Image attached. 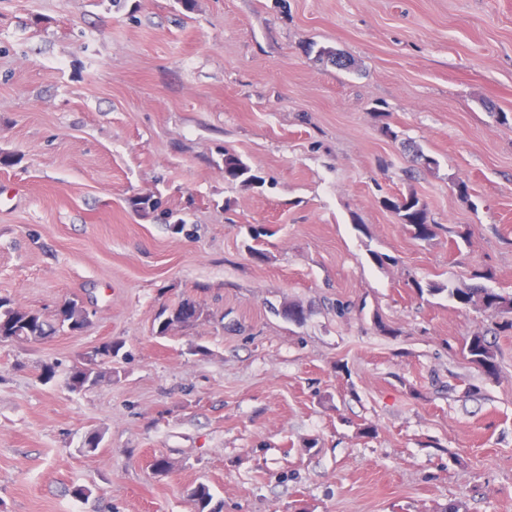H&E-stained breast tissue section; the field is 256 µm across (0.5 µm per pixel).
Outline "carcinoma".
<instances>
[{"label": "carcinoma", "instance_id": "obj_1", "mask_svg": "<svg viewBox=\"0 0 512 512\" xmlns=\"http://www.w3.org/2000/svg\"><path fill=\"white\" fill-rule=\"evenodd\" d=\"M224 178L227 181L249 183L257 180L251 168L238 156L230 153L224 154ZM384 207L398 217L411 237L422 242H429L437 236L439 225L430 218L426 204L414 193L406 196L385 198ZM268 231L265 225H253L250 228L252 245L249 246L251 254L257 258L263 255V237ZM492 278L488 270H475L471 273L474 283L464 287H452L436 282L422 283L414 278L410 287L422 293L424 291L448 292V299L462 307H474L489 312L501 319L499 331L507 333L512 331V296L495 291L481 284V281ZM273 314L288 321L301 324L305 320V310L295 303H284L279 307L271 306ZM85 309L74 302L59 308L54 314L53 322H48L42 314L17 308L11 300L0 297V341H30V337L39 336L46 339L62 329L65 324L73 328L83 326ZM202 315V310L196 301L185 299L176 307L166 310L159 315L155 334L160 337L167 336L173 327H182L195 323ZM463 352L470 362L481 368L487 376L499 373L500 365L495 352L485 336L474 333L467 337L463 343ZM70 386L78 389L89 385H98L112 379V374L100 369H81L75 367L70 372ZM187 499L191 512H222V506L213 504V495L207 484L199 482L187 490Z\"/></svg>", "mask_w": 512, "mask_h": 512}]
</instances>
